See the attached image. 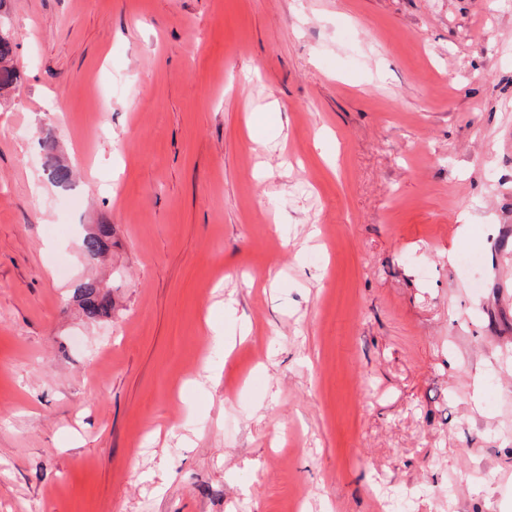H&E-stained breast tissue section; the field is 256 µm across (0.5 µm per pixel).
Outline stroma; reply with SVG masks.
I'll use <instances>...</instances> for the list:
<instances>
[{
  "label": "stroma",
  "instance_id": "35a3bbf8",
  "mask_svg": "<svg viewBox=\"0 0 512 512\" xmlns=\"http://www.w3.org/2000/svg\"><path fill=\"white\" fill-rule=\"evenodd\" d=\"M0 31V512H512V0H0ZM14 44L7 36H0V90L12 86L18 79L14 65ZM112 225L97 224L83 239V251L90 260L104 256L112 248ZM97 279H86L77 286L81 309L86 319L94 321L112 315V293Z\"/></svg>",
  "mask_w": 512,
  "mask_h": 512
}]
</instances>
